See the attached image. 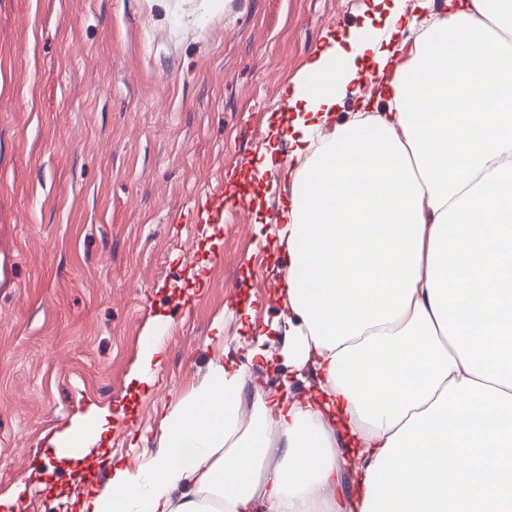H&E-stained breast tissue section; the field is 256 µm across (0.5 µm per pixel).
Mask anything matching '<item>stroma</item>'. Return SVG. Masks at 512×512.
Here are the masks:
<instances>
[{
    "instance_id": "stroma-1",
    "label": "stroma",
    "mask_w": 512,
    "mask_h": 512,
    "mask_svg": "<svg viewBox=\"0 0 512 512\" xmlns=\"http://www.w3.org/2000/svg\"><path fill=\"white\" fill-rule=\"evenodd\" d=\"M372 0H0V497L75 413L138 470L217 355L285 312L287 158L251 165L285 90ZM223 196L206 224L195 198ZM251 311L245 323L243 311ZM166 358L129 375L149 327Z\"/></svg>"
}]
</instances>
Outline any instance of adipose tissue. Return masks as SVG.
Returning <instances> with one entry per match:
<instances>
[{
	"label": "adipose tissue",
	"instance_id": "obj_1",
	"mask_svg": "<svg viewBox=\"0 0 512 512\" xmlns=\"http://www.w3.org/2000/svg\"><path fill=\"white\" fill-rule=\"evenodd\" d=\"M512 0H393L289 92L288 314L72 512H512ZM384 109L336 114L359 84ZM282 337L272 353L269 334ZM109 410L53 438L83 459Z\"/></svg>",
	"mask_w": 512,
	"mask_h": 512
}]
</instances>
